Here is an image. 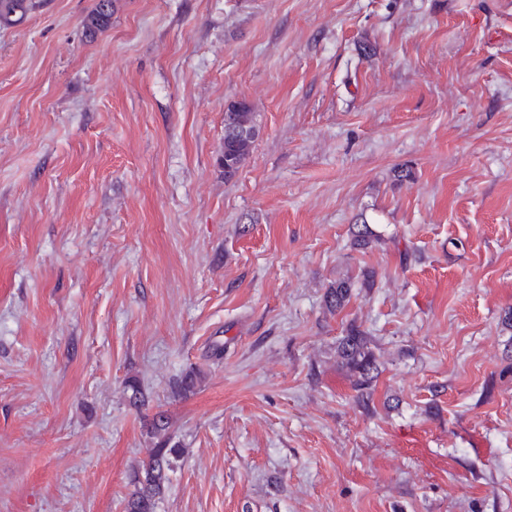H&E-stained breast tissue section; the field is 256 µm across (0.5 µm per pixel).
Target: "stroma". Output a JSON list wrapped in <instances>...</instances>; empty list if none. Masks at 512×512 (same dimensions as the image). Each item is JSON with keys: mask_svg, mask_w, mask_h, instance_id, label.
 <instances>
[{"mask_svg": "<svg viewBox=\"0 0 512 512\" xmlns=\"http://www.w3.org/2000/svg\"><path fill=\"white\" fill-rule=\"evenodd\" d=\"M96 3L0 24V512H124L159 412L157 512H512V0ZM101 1L102 0L97 1L94 11L90 14L84 23L86 32L90 33L91 35L105 29L112 19L113 1L105 0L106 8H103ZM229 131H231L237 137L241 138L232 139L229 136H226V134L224 133V158L236 165V173L240 168L243 160L250 153L254 140L247 139L248 137L252 136V132L246 128L231 127ZM235 173L227 174L226 172H224V176L231 178L232 176L235 175ZM367 336L355 326L347 330L339 342L338 354L346 367L357 376L355 388L358 402L365 403L369 393L364 392L379 373V364L371 351L367 350Z\"/></svg>", "mask_w": 512, "mask_h": 512, "instance_id": "35a3bbf8", "label": "stroma"}]
</instances>
